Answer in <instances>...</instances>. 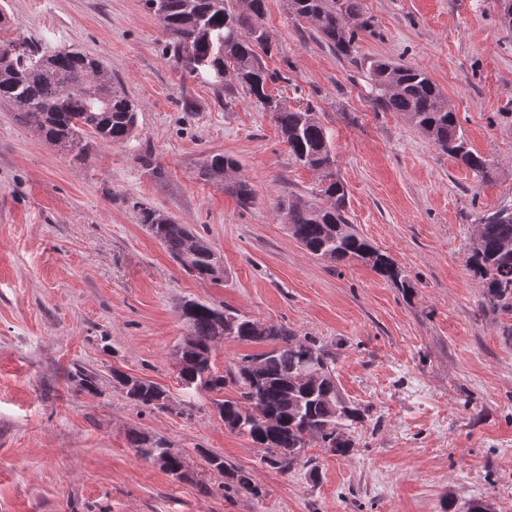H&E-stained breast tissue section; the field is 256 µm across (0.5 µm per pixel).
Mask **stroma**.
<instances>
[{"label":"stroma","instance_id":"35a3bbf8","mask_svg":"<svg viewBox=\"0 0 512 512\" xmlns=\"http://www.w3.org/2000/svg\"><path fill=\"white\" fill-rule=\"evenodd\" d=\"M360 6L374 31L344 57L285 0H267L265 61L281 75L267 91L313 104L348 220L403 270L405 290L291 237L274 203L317 198L320 176L291 160L255 99L228 105L186 76L143 0H6L1 40L97 57L140 112L128 144L78 159L0 106V512H448L475 498L512 512V314L483 307L466 266L478 217L512 206V29L500 0ZM379 57L428 72L492 181L375 108L367 63ZM214 153L238 161L252 205L199 179ZM142 204L204 235L223 279L185 274L141 224ZM188 299L321 340L343 396L369 410L354 452L311 447L285 475L262 466L211 393L178 381ZM78 365L97 373V393L68 380ZM116 369L162 386L169 409L132 403ZM135 429L185 455L191 479L139 457ZM208 453L252 472L260 496L221 490Z\"/></svg>","mask_w":512,"mask_h":512}]
</instances>
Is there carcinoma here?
<instances>
[{"label": "carcinoma", "instance_id": "1", "mask_svg": "<svg viewBox=\"0 0 512 512\" xmlns=\"http://www.w3.org/2000/svg\"><path fill=\"white\" fill-rule=\"evenodd\" d=\"M294 15L307 22L336 53L348 56L359 33L371 32V20L358 25V0H287ZM159 21L166 43L180 67L202 78L230 99L237 88L255 97L268 112L295 162L323 174L328 206L308 198L283 196L275 201L287 219L292 237L308 252L333 262L359 261L379 276L408 287L400 267L349 224L346 190L333 178L331 138L310 106L292 109L267 93L270 81L281 78L266 67L263 56L272 38L265 25L266 0H144ZM374 105L397 112L414 124L440 150L459 160L484 181L492 179L488 159L470 149L457 113L448 98L423 70L376 59L368 66ZM10 105L20 120L33 121L47 142L87 158L92 143L123 146L135 137L138 107L112 78L104 64L80 51L47 52L37 46L0 40V104ZM237 160L210 155L199 168L200 179L224 186L243 206L255 199L242 178L226 182ZM141 223L188 275L219 280L223 261L209 242L168 213L139 205ZM467 267L481 281L483 304L512 312V207L483 214L471 238ZM186 337L172 353L177 377L187 389L234 395L212 400L224 428L247 437L265 450L261 462L288 474L304 461L306 449L319 445L346 457L355 442L351 432L367 409L341 395L336 382V356L314 336H297L282 323H262L226 307L199 300L179 305ZM265 342L271 349L248 354L224 373L212 366V354L226 339ZM68 378L81 388L97 389V375L85 368ZM112 380L127 399L151 410L169 408V395L157 383L112 370ZM136 453L180 480L190 477L186 457L160 436L133 431ZM207 464L224 475V488L249 497L259 495L253 474L209 454Z\"/></svg>", "mask_w": 512, "mask_h": 512}]
</instances>
